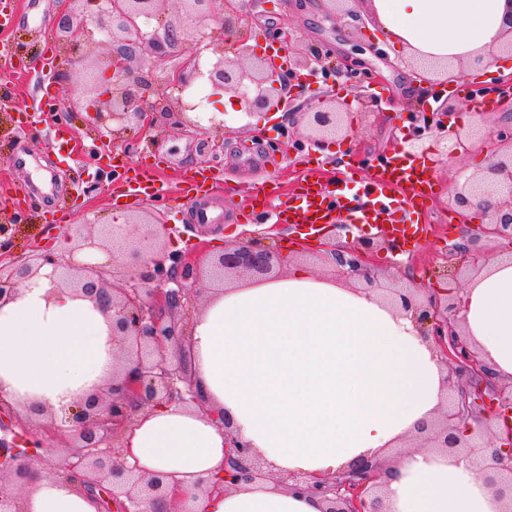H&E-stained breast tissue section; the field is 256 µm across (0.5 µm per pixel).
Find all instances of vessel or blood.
I'll list each match as a JSON object with an SVG mask.
<instances>
[{
  "mask_svg": "<svg viewBox=\"0 0 512 512\" xmlns=\"http://www.w3.org/2000/svg\"><path fill=\"white\" fill-rule=\"evenodd\" d=\"M434 181L427 160L421 156L401 153L381 158L370 166L361 183L365 207L360 223L389 221V230L405 242H418L427 232L428 203ZM340 185H329L313 176H303L297 184L296 203L281 207L275 214L279 224L328 223L340 202ZM412 211L417 220L412 224L393 223L398 210Z\"/></svg>",
  "mask_w": 512,
  "mask_h": 512,
  "instance_id": "1",
  "label": "vessel or blood"
}]
</instances>
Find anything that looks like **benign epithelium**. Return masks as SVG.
I'll use <instances>...</instances> for the list:
<instances>
[{"mask_svg": "<svg viewBox=\"0 0 512 512\" xmlns=\"http://www.w3.org/2000/svg\"><path fill=\"white\" fill-rule=\"evenodd\" d=\"M178 4L177 22L163 19L164 5ZM78 9L55 17L53 24L59 40L73 61L82 60L93 46L106 48L99 62L103 78V105L96 119L112 123V139L121 138L135 127L148 134L156 129L155 118L174 120V124L199 128L190 117L197 105L186 101L182 92L200 78L216 89L231 94L243 114L253 116L284 108L288 98V78L294 68H310L307 53L292 46L279 47L284 54L280 63L259 57L247 45L243 31L252 27L254 0H224V23L207 42L195 34L207 17L206 6L212 0H72ZM157 21L150 28L148 23ZM210 52L215 61L202 71L200 59ZM172 59V65L160 77L147 76V63ZM76 112L82 100L69 95L65 100H46L42 109L54 114L59 106ZM301 138L314 145L329 137L349 136L352 131L349 109L344 102L323 100L318 107L299 113ZM476 133L461 127L447 131L453 141L450 155L467 153ZM494 150L488 165L477 174L460 171L448 192V205L464 212L476 200L475 192L494 199L493 218L481 225L482 234L512 245V137L490 132ZM138 228L125 236L120 257L112 255L107 244L109 231L96 234L90 224H76L53 242L39 247L31 260L16 266L15 260L0 262V305L14 299L20 287L46 265L52 275L73 288L77 294L110 313L112 346L119 367L107 383L95 387L74 406L65 422L75 445L65 463L44 472L76 483L99 504V512H147L148 502L169 505L166 512H188L181 507L189 494L171 483L164 474L136 475L118 461L125 435L137 424L141 411L160 404L187 406L198 401L191 376L179 353L189 344L185 314L198 298L200 257L181 250L166 251L163 238L170 230L145 217H135ZM387 248L399 249L391 235L361 238L352 246H333L323 258L334 266L337 277L357 279L376 288L390 305L410 311L422 332L432 340L434 350L444 364V383L452 392L446 411L431 425L421 427L433 448H445L464 458H473L487 483L499 489L512 512V430L498 437L500 445L486 446L470 438L466 421L478 418L475 401L484 397L481 387L471 382L495 381L475 346L462 330L459 303L452 292L439 293L413 282L376 287L380 270L369 260L370 253ZM96 249L105 255L102 262L81 260L78 254ZM459 272L470 276L486 254L468 245L458 247ZM288 262L281 248L265 246L251 239L224 247L207 263L211 279L225 282L250 278L265 280L279 276ZM119 271L121 286L109 287L107 269ZM0 414L8 422L0 425L6 434L19 427L29 434L22 451L0 438V467L30 484L29 461L42 456L51 447L62 427L21 422L16 408L0 396ZM384 469L365 461L334 477L288 474L287 488L297 493H314L322 498V512H388L385 506ZM265 478L263 469L249 442L224 431V478L211 486L223 492L227 485ZM27 494L0 484V512H28Z\"/></svg>", "mask_w": 512, "mask_h": 512, "instance_id": "obj_1", "label": "benign epithelium"}]
</instances>
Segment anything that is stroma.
I'll use <instances>...</instances> for the list:
<instances>
[{
  "label": "stroma",
  "mask_w": 512,
  "mask_h": 512,
  "mask_svg": "<svg viewBox=\"0 0 512 512\" xmlns=\"http://www.w3.org/2000/svg\"><path fill=\"white\" fill-rule=\"evenodd\" d=\"M71 0H10L8 16L0 25V219H12L5 238L12 257L26 258L35 246L57 236L70 224L109 225L137 215L165 216L179 230L176 248L207 241L212 253L225 245L256 237L269 246L292 248L305 242L301 263L319 274H331L319 253V243L302 239L298 227H280L278 234H262L248 223L242 208L264 182L276 181L291 192L303 163L317 165L331 176L340 161L357 173L393 150L407 151L412 113L439 111L448 104L452 123L467 128L512 131V109L500 107L488 114L469 112L463 92L466 80L450 90L445 75L418 73L404 64L403 54L375 28L366 10L356 16H337L329 0H261L258 22L247 32L255 52L276 43L281 29H290L295 42L315 48L323 64L347 61V68L327 75L298 70L304 86L288 99V109L262 118L258 130L248 132L247 119L235 115L224 128L211 130L209 140L223 143L220 156L200 154V133L162 124L154 140L138 139L128 131L125 142L107 147L100 127L83 111L57 117L38 112L46 90L70 94L75 65L67 60L53 27L58 13L71 10ZM370 95L384 105L383 114L356 119V130L346 144L326 140L322 146L298 143L293 114L332 96L357 101ZM491 143L475 141L464 156L438 164L427 238L416 249L379 252L381 270L399 265L411 278L430 288L462 293L468 284L453 263L455 249L475 234L477 223L456 217L445 207L448 188L458 169L484 167ZM119 156L126 168L151 173L165 195L154 202L124 195L117 173L108 163ZM197 169L222 171L206 203L221 211V230L194 220L199 201L183 192L186 173Z\"/></svg>",
  "instance_id": "35a3bbf8"
}]
</instances>
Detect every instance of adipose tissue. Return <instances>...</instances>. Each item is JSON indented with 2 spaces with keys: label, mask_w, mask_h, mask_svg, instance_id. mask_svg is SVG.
I'll list each match as a JSON object with an SVG mask.
<instances>
[{
  "label": "adipose tissue",
  "mask_w": 512,
  "mask_h": 512,
  "mask_svg": "<svg viewBox=\"0 0 512 512\" xmlns=\"http://www.w3.org/2000/svg\"><path fill=\"white\" fill-rule=\"evenodd\" d=\"M405 55L467 62L497 45L507 0H371ZM44 267L0 305V394L64 417L112 370L108 317L57 289ZM461 325L496 380L512 378V257L486 262L461 295ZM203 408L161 405L125 441L124 462L187 490L220 481L225 413L270 478L200 496L195 512H320L319 499L278 487L276 473L336 472L432 422L444 395L440 359L409 313L367 290L290 265L286 276L212 297L191 327ZM390 512H501L468 460L406 454L387 480ZM30 512H95L75 486L34 472Z\"/></svg>",
  "instance_id": "adipose-tissue-1"
}]
</instances>
